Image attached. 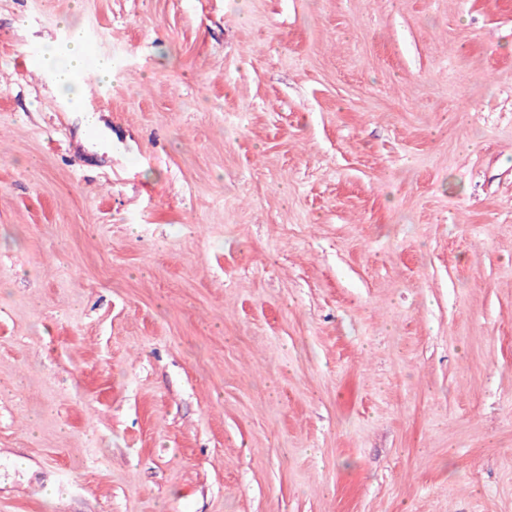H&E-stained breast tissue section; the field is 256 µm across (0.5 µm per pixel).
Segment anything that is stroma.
<instances>
[{"instance_id":"1","label":"stroma","mask_w":512,"mask_h":512,"mask_svg":"<svg viewBox=\"0 0 512 512\" xmlns=\"http://www.w3.org/2000/svg\"><path fill=\"white\" fill-rule=\"evenodd\" d=\"M0 512H512V0H0ZM44 60V72L49 76L51 85L57 95L65 102L71 112H76L80 119L82 133L84 134L91 124L103 131L105 147L112 149V134L99 120L89 116L85 109L84 82L81 75L85 71L86 51L84 46L74 40L64 45L54 44Z\"/></svg>"}]
</instances>
